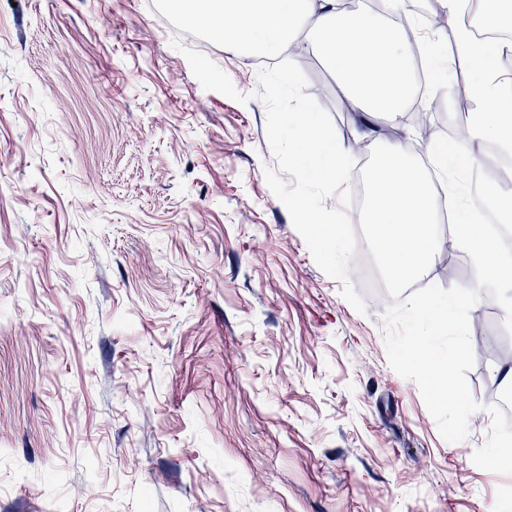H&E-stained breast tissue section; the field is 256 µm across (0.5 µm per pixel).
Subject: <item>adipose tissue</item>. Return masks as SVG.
<instances>
[{
	"mask_svg": "<svg viewBox=\"0 0 512 512\" xmlns=\"http://www.w3.org/2000/svg\"><path fill=\"white\" fill-rule=\"evenodd\" d=\"M185 23L210 35L246 47L279 52L299 36L307 40L335 70L353 111L397 112L410 92L411 50L387 14L401 0H384V11L364 7L345 12L339 0H177ZM469 0H445L456 55L471 71L478 102L473 136L495 133L512 151V83L502 80L497 59L502 45L475 40L467 20ZM315 19L302 32V15Z\"/></svg>",
	"mask_w": 512,
	"mask_h": 512,
	"instance_id": "adipose-tissue-1",
	"label": "adipose tissue"
}]
</instances>
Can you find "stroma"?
I'll return each mask as SVG.
<instances>
[{
    "instance_id": "obj_1",
    "label": "stroma",
    "mask_w": 512,
    "mask_h": 512,
    "mask_svg": "<svg viewBox=\"0 0 512 512\" xmlns=\"http://www.w3.org/2000/svg\"><path fill=\"white\" fill-rule=\"evenodd\" d=\"M199 35L170 0H0V512H512L471 460L512 412L504 310L469 314L481 409L447 442L388 364L391 297L352 258L357 312L267 185L257 51L210 41L242 105L192 74ZM447 262L469 286L442 246L420 286Z\"/></svg>"
}]
</instances>
